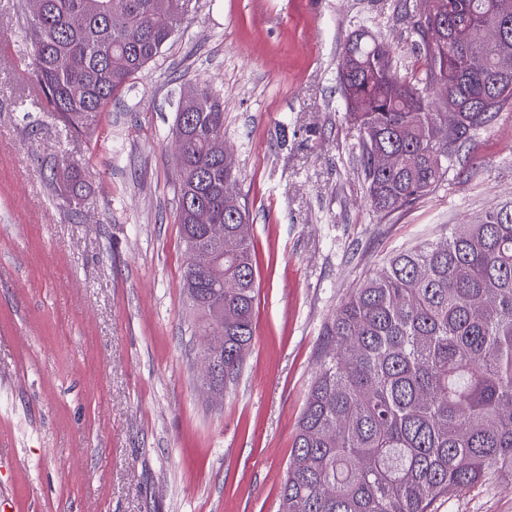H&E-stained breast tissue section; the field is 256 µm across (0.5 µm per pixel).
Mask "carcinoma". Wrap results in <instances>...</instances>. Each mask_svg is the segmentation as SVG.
Returning <instances> with one entry per match:
<instances>
[{"label":"carcinoma","instance_id":"1","mask_svg":"<svg viewBox=\"0 0 512 512\" xmlns=\"http://www.w3.org/2000/svg\"><path fill=\"white\" fill-rule=\"evenodd\" d=\"M199 0H41L29 17L31 77L71 135L133 86ZM421 70L400 75L384 38L361 26L344 46L338 85L358 131L355 158L372 211L386 219L434 192L463 147L512 111V83L495 85L494 20L512 55V0H407ZM173 136L183 290L195 330L224 309L216 383L238 379L254 338L249 211L224 140V104L203 85L180 98ZM76 199L79 175L51 168ZM224 225L208 235L197 210ZM224 255L201 270L191 255ZM318 374L298 422L282 512H431L432 503L494 477L512 480V205L486 208L448 237L403 248L366 277L325 324Z\"/></svg>","mask_w":512,"mask_h":512}]
</instances>
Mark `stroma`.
<instances>
[{
    "mask_svg": "<svg viewBox=\"0 0 512 512\" xmlns=\"http://www.w3.org/2000/svg\"><path fill=\"white\" fill-rule=\"evenodd\" d=\"M403 0H200L96 142L65 134L22 80L26 0H0V505L7 512H281L325 324L394 251L512 202V112L435 192L379 219L338 91L358 26L416 64ZM224 101L250 213L255 332L211 400L182 291L171 129L184 83ZM85 179L63 200L54 159ZM432 512H512V481Z\"/></svg>",
    "mask_w": 512,
    "mask_h": 512,
    "instance_id": "1",
    "label": "stroma"
}]
</instances>
